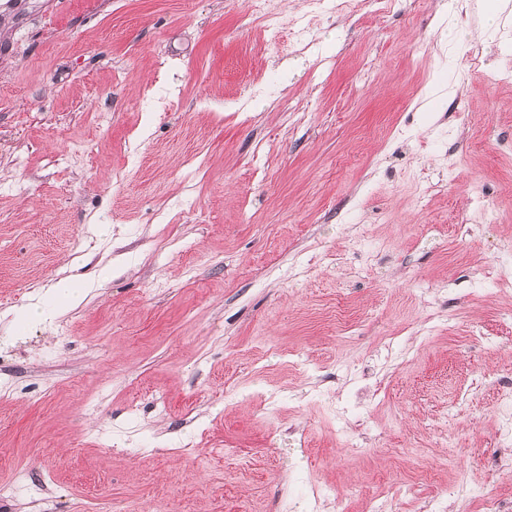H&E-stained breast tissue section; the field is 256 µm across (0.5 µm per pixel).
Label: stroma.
I'll use <instances>...</instances> for the list:
<instances>
[{"label": "stroma", "instance_id": "1", "mask_svg": "<svg viewBox=\"0 0 512 512\" xmlns=\"http://www.w3.org/2000/svg\"><path fill=\"white\" fill-rule=\"evenodd\" d=\"M351 2L0 0V512L512 496V0ZM54 295L65 305H79L85 298L86 290L70 278H60L53 285Z\"/></svg>", "mask_w": 512, "mask_h": 512}]
</instances>
